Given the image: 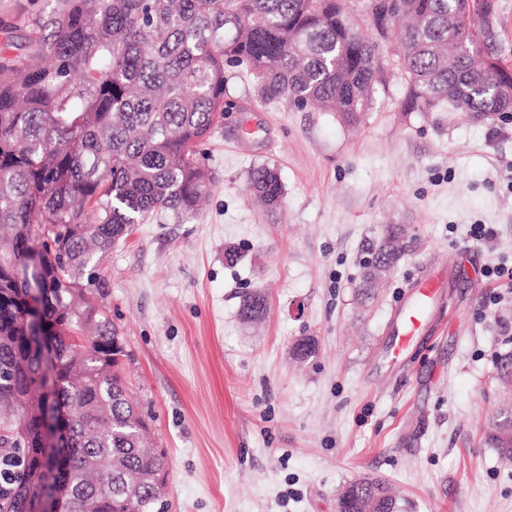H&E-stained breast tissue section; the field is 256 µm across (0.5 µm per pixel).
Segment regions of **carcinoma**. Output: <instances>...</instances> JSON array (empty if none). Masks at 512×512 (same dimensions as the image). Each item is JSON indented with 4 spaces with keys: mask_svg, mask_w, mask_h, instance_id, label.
Returning <instances> with one entry per match:
<instances>
[{
    "mask_svg": "<svg viewBox=\"0 0 512 512\" xmlns=\"http://www.w3.org/2000/svg\"><path fill=\"white\" fill-rule=\"evenodd\" d=\"M19 16L0 43V512H34L48 472L67 512H164L166 456L142 448L147 421L129 393L122 336L97 296L100 258L159 211L195 214L213 186L200 146L224 121L225 69L244 67L263 102L317 103L361 122L384 86L380 43L393 41L405 110L445 106L492 119L512 71L487 64L492 34L477 20L486 0H402L386 33L362 28L351 0H52ZM270 208L284 188L275 168L249 174ZM390 224L364 261L358 296L376 295L407 249ZM36 260L40 333L27 332V281ZM264 296L243 300L257 317ZM56 360L55 392L40 390L43 344ZM316 352L298 339L294 356ZM512 390V349L495 354ZM69 411L63 459L41 451L44 417ZM512 463V413L485 429ZM337 512H401L388 481L348 483Z\"/></svg>",
    "mask_w": 512,
    "mask_h": 512,
    "instance_id": "carcinoma-1",
    "label": "carcinoma"
}]
</instances>
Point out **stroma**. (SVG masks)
<instances>
[{"instance_id": "obj_1", "label": "stroma", "mask_w": 512, "mask_h": 512, "mask_svg": "<svg viewBox=\"0 0 512 512\" xmlns=\"http://www.w3.org/2000/svg\"><path fill=\"white\" fill-rule=\"evenodd\" d=\"M381 51L386 87L355 125L261 102L227 69L229 108L203 147L208 202L135 225L100 265L126 380L152 416L146 445L167 455V512H336L360 476L392 483L404 512H512V463L483 440L512 339V288L484 275L512 269V122L405 111L396 48ZM261 164L284 186L273 211L248 192ZM389 224L408 226L407 254L360 303ZM474 224L496 237L471 245ZM435 271L442 288L419 301L412 283ZM255 291L268 308L248 320ZM418 304L422 330L398 350ZM302 336L318 348L300 362Z\"/></svg>"}]
</instances>
